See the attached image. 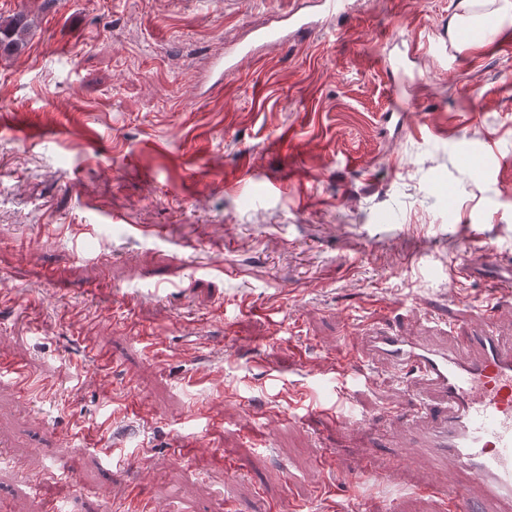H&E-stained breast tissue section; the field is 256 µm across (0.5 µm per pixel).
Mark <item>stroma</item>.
<instances>
[{"label": "stroma", "instance_id": "stroma-1", "mask_svg": "<svg viewBox=\"0 0 512 512\" xmlns=\"http://www.w3.org/2000/svg\"><path fill=\"white\" fill-rule=\"evenodd\" d=\"M457 2L351 0L206 95L214 58L318 0H0L30 23L0 55V360L51 386L0 374V512H103L102 485L153 512H447L449 468L347 488L417 403L329 370L361 322L487 305L470 246L512 263V21L410 54Z\"/></svg>", "mask_w": 512, "mask_h": 512}]
</instances>
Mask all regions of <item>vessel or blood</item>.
<instances>
[{
    "label": "vessel or blood",
    "mask_w": 512,
    "mask_h": 512,
    "mask_svg": "<svg viewBox=\"0 0 512 512\" xmlns=\"http://www.w3.org/2000/svg\"><path fill=\"white\" fill-rule=\"evenodd\" d=\"M318 27L313 17L292 11L286 23L255 30L248 42L214 60L210 88H221L236 73L239 57ZM506 305L496 298L479 319L459 320L446 335L432 338L379 324L365 328L356 357L336 369L338 377L355 384L364 365L374 372L394 370L413 382L415 444L395 455L434 466L448 463L478 482L476 495L455 482L442 490L449 512H512V345L498 325Z\"/></svg>",
    "instance_id": "b4317fda"
}]
</instances>
